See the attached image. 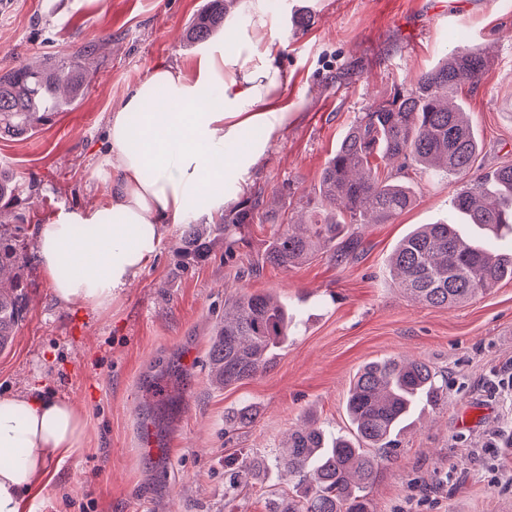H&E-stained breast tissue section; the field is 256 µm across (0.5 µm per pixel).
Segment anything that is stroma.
Masks as SVG:
<instances>
[{
	"label": "stroma",
	"instance_id": "obj_1",
	"mask_svg": "<svg viewBox=\"0 0 512 512\" xmlns=\"http://www.w3.org/2000/svg\"><path fill=\"white\" fill-rule=\"evenodd\" d=\"M206 0H0V69L85 49L92 81L78 104L28 137H0V166L18 190L0 201V221L45 223L59 210L89 208L106 196V124L128 91L156 66L196 74L200 58L241 46L255 10L271 21L266 37L283 41L285 96L299 109L262 161L245 175L247 193L263 191L276 215L310 216L320 173L360 112L394 89L412 87L459 45L486 49L490 65L477 86L454 94L480 141L474 172L512 163V0H239L232 37L183 43ZM307 8L305 31L290 16ZM413 207L389 224L359 227V249L343 261L317 253L283 270L262 256L275 230L251 225L226 256L216 243L183 262L180 226L137 281L100 311L61 304L39 264H31L28 304L12 346L0 354V394L39 386L87 414L82 453L51 465L53 479L33 512H268L293 483L277 470L230 488L229 476L256 456L279 451L289 429L314 416L331 435L351 430L345 404L365 363L398 354L428 362L448 383L438 407L412 417L398 448L368 489L374 512H399L422 491L421 512H512V447L482 451L487 434H512V400L488 382L512 369V280L457 307L408 299L389 257L415 227L453 222L464 177L414 176ZM279 296L293 316L272 366L243 383L215 388L206 356L210 336L235 292ZM243 407L252 424L232 428ZM152 436L155 453L141 452Z\"/></svg>",
	"mask_w": 512,
	"mask_h": 512
}]
</instances>
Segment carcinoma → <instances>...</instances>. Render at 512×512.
Masks as SVG:
<instances>
[{
    "instance_id": "1",
    "label": "carcinoma",
    "mask_w": 512,
    "mask_h": 512,
    "mask_svg": "<svg viewBox=\"0 0 512 512\" xmlns=\"http://www.w3.org/2000/svg\"><path fill=\"white\" fill-rule=\"evenodd\" d=\"M234 0H207L190 21L186 39L208 42L229 24ZM488 58L477 48L457 47L423 73L414 87L395 90L373 103L349 127L319 178L321 210L313 221L276 229L262 261L290 270L316 252L336 249L351 224H386L414 203L411 183L381 170L469 174L479 140L463 108L449 94L477 85ZM90 82L79 56H46L39 67L19 64L0 71V136L31 135L49 115L72 106ZM457 224H422L396 245L390 259L398 288L432 307H453L512 280V253H501L460 225L495 234L512 227V164L478 173L452 200ZM270 208L262 192L224 214L226 249L249 224H266ZM30 225L0 223V352L11 345L26 314L24 271L30 266ZM181 249L192 259L211 249L207 229L183 225ZM288 306L270 294L236 293L224 299V320L208 350L211 380L218 388L266 371L288 337ZM447 387L424 361L403 356L366 364L355 375L346 400L352 433L329 437L306 421L288 433L272 458L255 457L236 475L255 482L274 468L296 480L293 495L271 502L269 512H372L367 489L400 432L420 404L436 406Z\"/></svg>"
}]
</instances>
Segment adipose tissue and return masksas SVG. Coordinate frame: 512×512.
Returning a JSON list of instances; mask_svg holds the SVG:
<instances>
[{"instance_id": "adipose-tissue-1", "label": "adipose tissue", "mask_w": 512, "mask_h": 512, "mask_svg": "<svg viewBox=\"0 0 512 512\" xmlns=\"http://www.w3.org/2000/svg\"><path fill=\"white\" fill-rule=\"evenodd\" d=\"M281 44L249 42L213 54L196 78L160 65L112 112L105 163L112 185L99 207L63 210L36 230L41 270L54 296L94 309L111 307L189 208L220 217L243 189L242 175L287 126L291 81L278 63ZM222 82L219 104L206 90ZM263 131L241 151L245 127ZM86 417L71 400L37 393L0 395V512H29L50 480L49 465L83 451Z\"/></svg>"}]
</instances>
